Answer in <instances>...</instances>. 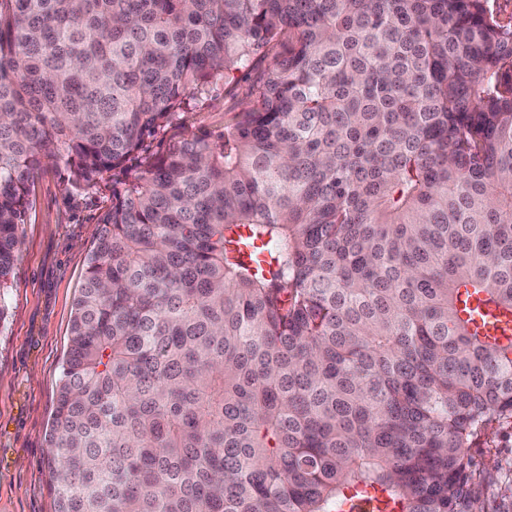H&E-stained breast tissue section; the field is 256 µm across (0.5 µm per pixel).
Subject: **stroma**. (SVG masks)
Returning <instances> with one entry per match:
<instances>
[{
    "label": "stroma",
    "mask_w": 512,
    "mask_h": 512,
    "mask_svg": "<svg viewBox=\"0 0 512 512\" xmlns=\"http://www.w3.org/2000/svg\"><path fill=\"white\" fill-rule=\"evenodd\" d=\"M272 63L232 72L175 127L158 137L161 149L183 133H214L249 101L257 76ZM31 205L19 228L20 258L0 326V512H55L45 466L49 427L70 346V326L108 190L75 185L61 162H42L30 188ZM481 473L483 512H512V419L488 427L470 450Z\"/></svg>",
    "instance_id": "35a3bbf8"
}]
</instances>
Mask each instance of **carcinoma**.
<instances>
[{
  "instance_id": "obj_1",
  "label": "carcinoma",
  "mask_w": 512,
  "mask_h": 512,
  "mask_svg": "<svg viewBox=\"0 0 512 512\" xmlns=\"http://www.w3.org/2000/svg\"><path fill=\"white\" fill-rule=\"evenodd\" d=\"M275 53L213 136H157ZM112 206L56 512H477L512 418V29L491 0H0V323L41 159Z\"/></svg>"
}]
</instances>
